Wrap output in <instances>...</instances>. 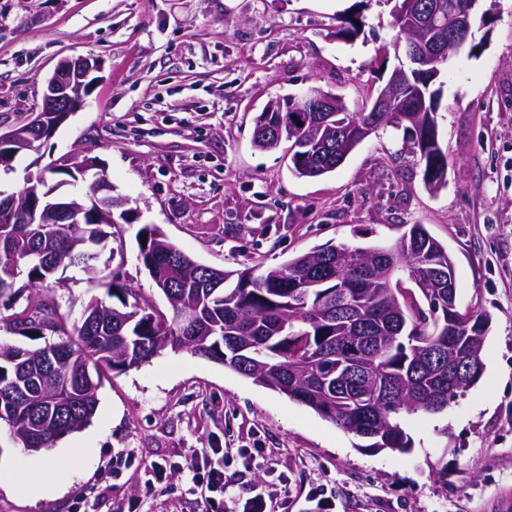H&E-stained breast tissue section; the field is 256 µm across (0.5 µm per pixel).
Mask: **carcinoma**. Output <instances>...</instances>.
<instances>
[{
  "instance_id": "carcinoma-1",
  "label": "carcinoma",
  "mask_w": 512,
  "mask_h": 512,
  "mask_svg": "<svg viewBox=\"0 0 512 512\" xmlns=\"http://www.w3.org/2000/svg\"><path fill=\"white\" fill-rule=\"evenodd\" d=\"M357 15L340 20L336 35L360 33ZM431 75L409 86L394 112H345L339 121L373 119L380 127L403 131L424 181L447 177L441 155L423 151L421 140L433 127L407 120L404 108L433 106L439 90ZM279 113L256 119L254 145L264 152L279 147L273 127ZM346 151L321 153L320 141L288 154L300 177L321 176L343 164ZM39 177L10 197L20 206L36 203L20 224H0V305L13 306L26 279L27 306L0 323L32 338L57 336L17 352L1 348L0 424L29 451L54 447L58 439L85 427L93 417L97 391L107 374L150 362L170 349L218 362L254 383L295 400L364 441L372 451L405 453L411 437L401 417L440 414L481 378L489 331L459 329L448 338V289L415 288L413 271L431 275L448 267L451 255L423 224H412L390 248L325 244L271 268L247 267L214 279L208 266L186 255L154 225L142 227L146 246L139 260L150 278L174 269V284L163 292L168 311H154L132 286L108 277L98 265L99 245L120 212L96 205L88 195L59 200ZM77 266L97 281L106 298L91 300L81 322L68 324L42 285L59 271ZM191 307L197 323H181ZM358 351L354 370L344 365L343 349ZM475 356L471 377L450 385L427 369L431 357L448 364L459 355Z\"/></svg>"
}]
</instances>
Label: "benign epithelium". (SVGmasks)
Returning <instances> with one entry per match:
<instances>
[{
  "label": "benign epithelium",
  "mask_w": 512,
  "mask_h": 512,
  "mask_svg": "<svg viewBox=\"0 0 512 512\" xmlns=\"http://www.w3.org/2000/svg\"><path fill=\"white\" fill-rule=\"evenodd\" d=\"M392 10L395 26L408 33L404 53L409 63L419 70L435 72L448 54L462 49L472 28L477 0L465 8L447 4L443 0H394ZM448 37H443V33ZM100 70L99 63L89 57L64 58L44 81L42 104L39 110L21 125L0 131V150L9 153L16 147H30L32 131L55 130L75 112L90 92L97 78L91 76ZM410 84L408 70L397 67L387 83L371 91V112H384L395 97ZM288 111L322 112L316 121L319 128L329 125L334 113L347 111L341 98L321 87L311 85L291 96Z\"/></svg>",
  "instance_id": "benign-epithelium-1"
}]
</instances>
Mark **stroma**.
Returning <instances> with one entry per match:
<instances>
[{
	"instance_id": "obj_1",
	"label": "stroma",
	"mask_w": 512,
	"mask_h": 512,
	"mask_svg": "<svg viewBox=\"0 0 512 512\" xmlns=\"http://www.w3.org/2000/svg\"><path fill=\"white\" fill-rule=\"evenodd\" d=\"M472 49L451 54L436 81L447 186L430 192L384 128L346 162L301 178L288 151H257L256 117L318 85L357 111L397 66L379 47L400 40L386 0H0V122L34 112L66 56L102 63L99 82L55 134L0 166V192L83 148L98 159L129 221L102 257L158 307L137 234L159 227L209 266H277L321 245H394L426 225L452 256L461 308L492 317L484 371L440 414L404 425L410 453L360 448L312 409L187 352L109 374L82 430L31 452L0 426V512H200L185 474L156 489L154 464L224 451V512L255 495L275 512H512V0H483ZM358 14L362 34L337 38ZM70 322L103 288L67 269L49 283ZM77 458L58 487L32 495L47 457Z\"/></svg>"
}]
</instances>
